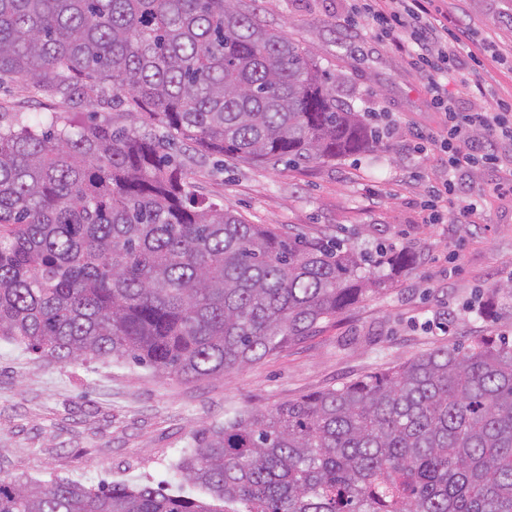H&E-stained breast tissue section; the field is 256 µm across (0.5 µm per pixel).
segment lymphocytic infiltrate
Instances as JSON below:
<instances>
[{
    "label": "lymphocytic infiltrate",
    "instance_id": "lymphocytic-infiltrate-1",
    "mask_svg": "<svg viewBox=\"0 0 512 512\" xmlns=\"http://www.w3.org/2000/svg\"><path fill=\"white\" fill-rule=\"evenodd\" d=\"M363 17L371 32L404 54L426 83L432 102L444 112L448 135L441 145L448 153V177L432 187L426 209L432 223H439L445 200L457 194L456 177L469 167L493 168L498 156L476 143L477 137L512 142V105L500 103L498 111L460 108L444 95V78H459V50L472 40L470 29L441 20L437 0H362Z\"/></svg>",
    "mask_w": 512,
    "mask_h": 512
}]
</instances>
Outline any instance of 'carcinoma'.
Segmentation results:
<instances>
[{"label":"carcinoma","instance_id":"1","mask_svg":"<svg viewBox=\"0 0 512 512\" xmlns=\"http://www.w3.org/2000/svg\"><path fill=\"white\" fill-rule=\"evenodd\" d=\"M15 79L71 111L33 128L0 105L1 337L219 378L385 287L351 249L195 194L187 146L274 167L380 138L243 0H0ZM178 469L206 497L0 476V512H512V343L235 412Z\"/></svg>","mask_w":512,"mask_h":512}]
</instances>
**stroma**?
Returning a JSON list of instances; mask_svg holds the SVG:
<instances>
[{
    "label": "stroma",
    "instance_id": "obj_1",
    "mask_svg": "<svg viewBox=\"0 0 512 512\" xmlns=\"http://www.w3.org/2000/svg\"><path fill=\"white\" fill-rule=\"evenodd\" d=\"M267 24L297 41L337 76L336 94L368 122L386 128L367 152L326 162L275 168L228 160L194 168L197 194L241 212L253 224L308 238L332 237L359 253L408 250L403 267L370 266L388 282L303 341L219 379L186 382L129 361L45 360L0 339V474L98 487L115 481L175 491L176 464L203 428L227 412L271 409L376 374L439 347L467 350L487 335L512 341V297H492L512 277V195L493 193L512 170V146L501 166L463 173L444 220L427 221L428 185L448 173L440 141L442 112L405 57L343 19L354 0H256ZM450 21L468 25L473 49L493 48L462 94L468 109L512 100V0H445ZM429 133L414 149L415 131ZM483 218L460 221L466 201Z\"/></svg>",
    "mask_w": 512,
    "mask_h": 512
}]
</instances>
